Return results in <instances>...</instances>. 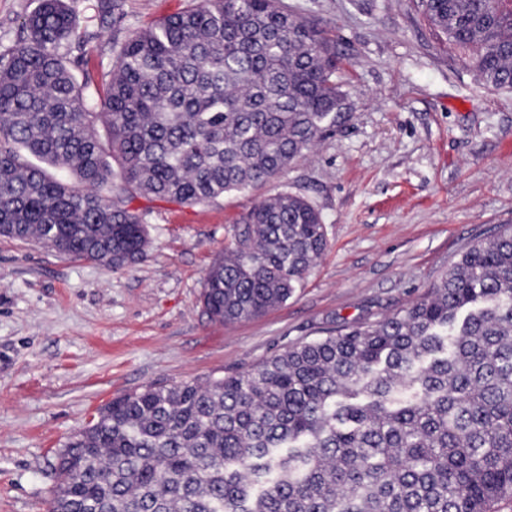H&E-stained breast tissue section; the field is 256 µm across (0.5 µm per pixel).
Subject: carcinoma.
Segmentation results:
<instances>
[{
  "label": "carcinoma",
  "mask_w": 512,
  "mask_h": 512,
  "mask_svg": "<svg viewBox=\"0 0 512 512\" xmlns=\"http://www.w3.org/2000/svg\"><path fill=\"white\" fill-rule=\"evenodd\" d=\"M412 2L512 92V0ZM21 30L0 51V236L112 269L146 255L136 197L201 204L270 183L346 118L336 41L283 0H190L114 44L100 87L69 66L66 0H41ZM240 223L205 277L221 322L287 301L328 246L319 209L288 191ZM57 471L51 512H498L512 501V226L389 317L113 398Z\"/></svg>",
  "instance_id": "obj_1"
}]
</instances>
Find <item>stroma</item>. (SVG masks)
Instances as JSON below:
<instances>
[{"label":"stroma","mask_w":512,"mask_h":512,"mask_svg":"<svg viewBox=\"0 0 512 512\" xmlns=\"http://www.w3.org/2000/svg\"><path fill=\"white\" fill-rule=\"evenodd\" d=\"M350 61L353 110L274 183L186 205L136 198L146 257L112 270L0 236V512H50L57 453L117 395L246 371L323 329L392 315L463 252L512 225V94L483 85L411 0H287ZM77 77L187 0H68ZM322 213L328 248L287 302L249 321L205 313L206 272L263 197Z\"/></svg>","instance_id":"stroma-1"}]
</instances>
